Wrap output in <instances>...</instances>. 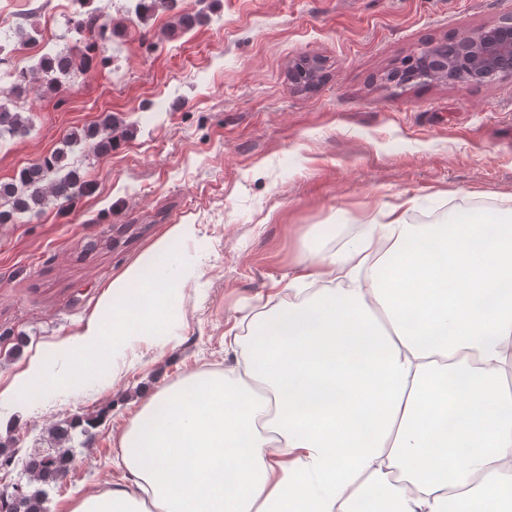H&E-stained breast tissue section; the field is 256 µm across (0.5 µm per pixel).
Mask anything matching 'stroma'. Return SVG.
I'll return each instance as SVG.
<instances>
[{
	"label": "stroma",
	"instance_id": "stroma-1",
	"mask_svg": "<svg viewBox=\"0 0 512 512\" xmlns=\"http://www.w3.org/2000/svg\"><path fill=\"white\" fill-rule=\"evenodd\" d=\"M90 0L119 33L95 65L64 81L10 96V74L35 66L40 49L72 42L74 0H0V29L25 28L33 43L0 54V101L26 112L25 136L0 143V182L62 147L72 130L112 114L110 153L91 142L71 160L91 187L67 208L0 224V414L13 425L0 443L16 465L0 491H35L21 467L46 446L52 425L99 417L91 437L73 430L67 480L48 491L46 512H66L84 492L127 484L118 432L159 385L224 364V340L242 336L261 311L289 300L301 259L408 197L410 223L512 196V76L467 88L387 72L426 40L489 23L512 0ZM207 14L172 34L180 13ZM319 58L324 82L292 86L288 67ZM185 225L173 267L182 309L166 350L141 345L99 370L51 356L76 332L106 285ZM25 337L16 346V337ZM46 352L47 386L20 413L6 388L29 354Z\"/></svg>",
	"mask_w": 512,
	"mask_h": 512
}]
</instances>
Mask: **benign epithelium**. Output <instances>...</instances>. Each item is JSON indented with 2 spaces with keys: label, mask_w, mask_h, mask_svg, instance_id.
Segmentation results:
<instances>
[{
  "label": "benign epithelium",
  "mask_w": 512,
  "mask_h": 512,
  "mask_svg": "<svg viewBox=\"0 0 512 512\" xmlns=\"http://www.w3.org/2000/svg\"><path fill=\"white\" fill-rule=\"evenodd\" d=\"M426 50L428 58L415 79H451L464 86L512 76V12L489 25L433 40Z\"/></svg>",
  "instance_id": "obj_1"
}]
</instances>
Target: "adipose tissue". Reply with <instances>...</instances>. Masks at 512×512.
<instances>
[{
	"mask_svg": "<svg viewBox=\"0 0 512 512\" xmlns=\"http://www.w3.org/2000/svg\"><path fill=\"white\" fill-rule=\"evenodd\" d=\"M415 206L301 263L223 368L157 387L119 437L130 486L68 512H512V205L441 224ZM181 232L55 351L102 365L161 335Z\"/></svg>",
	"mask_w": 512,
	"mask_h": 512,
	"instance_id": "obj_1",
	"label": "adipose tissue"
}]
</instances>
